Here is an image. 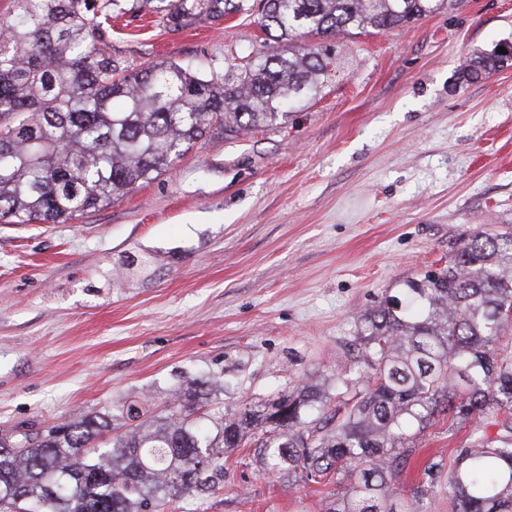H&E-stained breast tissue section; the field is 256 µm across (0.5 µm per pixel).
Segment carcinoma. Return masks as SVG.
Segmentation results:
<instances>
[{
  "label": "carcinoma",
  "mask_w": 512,
  "mask_h": 512,
  "mask_svg": "<svg viewBox=\"0 0 512 512\" xmlns=\"http://www.w3.org/2000/svg\"><path fill=\"white\" fill-rule=\"evenodd\" d=\"M466 0H263V31L286 46L259 51L244 74L206 80L175 61L139 71L112 57V16L156 14L184 28L222 0H19L0 22V220L64 224L108 206L180 159L212 125L237 132L275 121L287 103L316 97L326 55L300 41L403 28ZM512 65L498 51L461 70L472 82ZM356 362L338 394L298 383L257 397L204 434L197 399L217 380L181 386L167 416L129 404L45 432L0 441V512H165L224 485V451L254 447L278 474L336 477L328 512H425L444 482L452 512H512V233L476 232L443 268L384 297L359 317ZM448 417L469 424L449 466L428 467L399 502L395 480L413 432ZM491 416L488 434L480 418ZM134 426L99 448L112 423Z\"/></svg>",
  "instance_id": "obj_1"
}]
</instances>
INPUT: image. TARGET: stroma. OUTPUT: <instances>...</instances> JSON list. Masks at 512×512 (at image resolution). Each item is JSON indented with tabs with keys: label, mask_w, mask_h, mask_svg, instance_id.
Here are the masks:
<instances>
[{
	"label": "stroma",
	"mask_w": 512,
	"mask_h": 512,
	"mask_svg": "<svg viewBox=\"0 0 512 512\" xmlns=\"http://www.w3.org/2000/svg\"><path fill=\"white\" fill-rule=\"evenodd\" d=\"M173 29L112 22L113 56L239 74L268 37L261 0ZM512 45V0H468L407 28L328 39L320 96L238 133L212 127L172 170L64 224L0 223V439L130 401L166 414L186 378H219L198 421L299 382L358 377L357 318L512 229V66L454 87ZM466 430L413 442L397 491L450 462ZM168 512H325L332 485L238 467ZM512 65V56L509 58L493 50L490 53H479L470 63L461 70L462 82H472L477 80L482 74L490 73L507 66Z\"/></svg>",
	"instance_id": "1"
}]
</instances>
